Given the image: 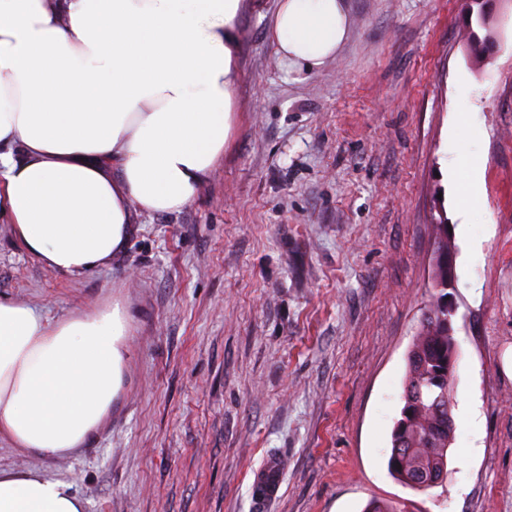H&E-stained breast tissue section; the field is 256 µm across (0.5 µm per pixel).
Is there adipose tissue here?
<instances>
[{
  "label": "adipose tissue",
  "instance_id": "adipose-tissue-1",
  "mask_svg": "<svg viewBox=\"0 0 512 512\" xmlns=\"http://www.w3.org/2000/svg\"><path fill=\"white\" fill-rule=\"evenodd\" d=\"M246 0H0V217L53 272L121 250L133 212L174 213L224 155ZM344 0H277L281 61L313 69ZM130 319L120 302L48 321L0 297V437L62 456L107 421ZM0 512H83L70 484L0 471Z\"/></svg>",
  "mask_w": 512,
  "mask_h": 512
}]
</instances>
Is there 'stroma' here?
Listing matches in <instances>:
<instances>
[{"instance_id":"1","label":"stroma","mask_w":512,"mask_h":512,"mask_svg":"<svg viewBox=\"0 0 512 512\" xmlns=\"http://www.w3.org/2000/svg\"><path fill=\"white\" fill-rule=\"evenodd\" d=\"M316 69L281 65L275 0L241 15L238 110L197 197L134 214L106 265L54 273L0 218V296L55 320L111 299L131 315L112 415L66 456L12 448L0 469L67 481L85 512H512V0H346ZM473 119L457 120L460 86ZM478 148L482 202L462 216ZM452 228L460 358L443 485L388 472L406 356L430 299L440 217ZM478 414L477 427L464 419ZM280 471L277 497L255 475Z\"/></svg>"}]
</instances>
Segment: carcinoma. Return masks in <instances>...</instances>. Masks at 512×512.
<instances>
[{"label":"carcinoma","mask_w":512,"mask_h":512,"mask_svg":"<svg viewBox=\"0 0 512 512\" xmlns=\"http://www.w3.org/2000/svg\"><path fill=\"white\" fill-rule=\"evenodd\" d=\"M445 289H432L421 329L407 355L403 406L391 434L388 469L401 486L415 492L432 488L433 478L448 473V450L454 438L453 384L448 360L458 361L456 338H448ZM364 512H407L406 505L374 500Z\"/></svg>","instance_id":"obj_1"}]
</instances>
